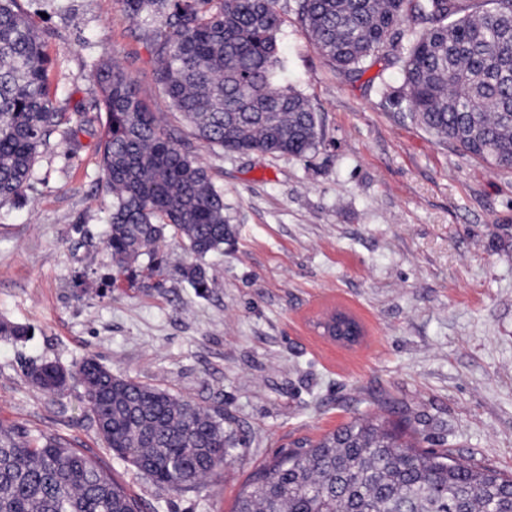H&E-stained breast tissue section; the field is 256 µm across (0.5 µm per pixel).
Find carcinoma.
Returning a JSON list of instances; mask_svg holds the SVG:
<instances>
[{
	"instance_id": "obj_1",
	"label": "carcinoma",
	"mask_w": 512,
	"mask_h": 512,
	"mask_svg": "<svg viewBox=\"0 0 512 512\" xmlns=\"http://www.w3.org/2000/svg\"><path fill=\"white\" fill-rule=\"evenodd\" d=\"M144 19L154 80L204 148L296 158L322 132L309 101L275 83L280 66L276 0H120ZM297 16L331 65L359 75L415 25L397 51V103L440 140L496 168L512 169V0H296ZM42 33L19 0H0V205L30 187L39 148L62 124L50 95ZM94 77L104 114L99 141L111 197L106 247L118 277L161 275L160 243L179 238L192 262L178 269L198 294L210 287L207 256L232 231L224 193L191 145L164 128L116 59ZM29 328L0 322V337ZM75 379L113 455L176 493L224 466L235 443L224 417L168 390L116 375L93 357L76 371L48 362L33 383L61 395ZM0 512H140L101 462L53 434L0 425ZM234 512H512V477L448 450H422L404 429L355 420L317 442L298 440L256 470Z\"/></svg>"
}]
</instances>
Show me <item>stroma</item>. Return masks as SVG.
Returning a JSON list of instances; mask_svg holds the SVG:
<instances>
[{
	"mask_svg": "<svg viewBox=\"0 0 512 512\" xmlns=\"http://www.w3.org/2000/svg\"><path fill=\"white\" fill-rule=\"evenodd\" d=\"M21 5L46 34L56 110L85 126L74 144L51 136L31 189L0 206V322L32 329L0 337V424L97 456L142 512H231L279 450L356 419L405 424L422 448L512 473V170L411 120L392 101L399 67L379 58L352 79L329 65L294 0H278V80L307 98L322 144L305 159L198 148L233 232L206 259L208 292L180 280L190 256L177 238L160 287L111 281L94 63L117 59L164 125L193 130L118 0ZM331 308L360 322L358 346L315 329ZM88 356L223 413L235 444L223 469L185 493L158 486L103 448L78 384L58 397L28 377Z\"/></svg>",
	"mask_w": 512,
	"mask_h": 512,
	"instance_id": "1",
	"label": "stroma"
}]
</instances>
